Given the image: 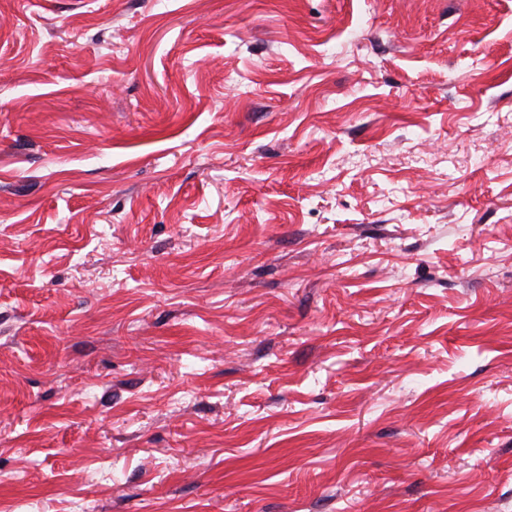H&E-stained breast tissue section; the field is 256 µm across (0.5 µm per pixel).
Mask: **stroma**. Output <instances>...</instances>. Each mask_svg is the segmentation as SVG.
I'll return each instance as SVG.
<instances>
[{
    "label": "stroma",
    "mask_w": 512,
    "mask_h": 512,
    "mask_svg": "<svg viewBox=\"0 0 512 512\" xmlns=\"http://www.w3.org/2000/svg\"><path fill=\"white\" fill-rule=\"evenodd\" d=\"M0 512H512V0H0Z\"/></svg>",
    "instance_id": "stroma-1"
}]
</instances>
